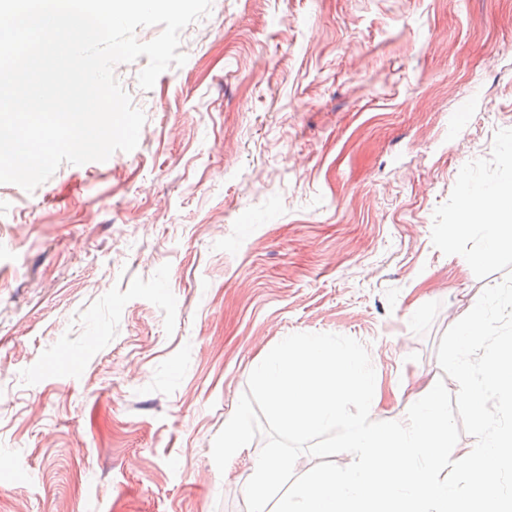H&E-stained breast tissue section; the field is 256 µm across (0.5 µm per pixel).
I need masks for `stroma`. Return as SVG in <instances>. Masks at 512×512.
Here are the masks:
<instances>
[{"instance_id": "stroma-1", "label": "stroma", "mask_w": 512, "mask_h": 512, "mask_svg": "<svg viewBox=\"0 0 512 512\" xmlns=\"http://www.w3.org/2000/svg\"><path fill=\"white\" fill-rule=\"evenodd\" d=\"M109 163L0 184V512H246L212 444L281 337L364 344L405 396L477 278L431 240L512 128V0H212Z\"/></svg>"}]
</instances>
